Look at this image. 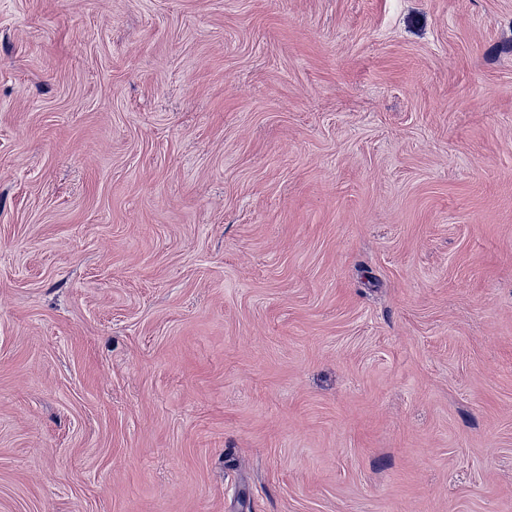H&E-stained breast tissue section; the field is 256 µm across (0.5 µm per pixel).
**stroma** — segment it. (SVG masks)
<instances>
[{
  "label": "stroma",
  "mask_w": 512,
  "mask_h": 512,
  "mask_svg": "<svg viewBox=\"0 0 512 512\" xmlns=\"http://www.w3.org/2000/svg\"><path fill=\"white\" fill-rule=\"evenodd\" d=\"M0 512H512V0H0Z\"/></svg>",
  "instance_id": "stroma-1"
}]
</instances>
